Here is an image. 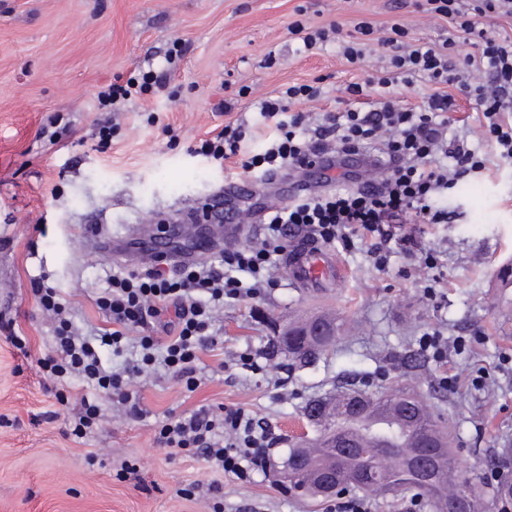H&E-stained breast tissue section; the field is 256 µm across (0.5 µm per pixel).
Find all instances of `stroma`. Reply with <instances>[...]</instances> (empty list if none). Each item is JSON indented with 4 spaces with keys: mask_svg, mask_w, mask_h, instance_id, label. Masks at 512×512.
Listing matches in <instances>:
<instances>
[{
    "mask_svg": "<svg viewBox=\"0 0 512 512\" xmlns=\"http://www.w3.org/2000/svg\"><path fill=\"white\" fill-rule=\"evenodd\" d=\"M391 0H0V318L27 336L18 350L0 330V512H327L328 502L289 490L281 463L295 437H316L305 404L353 384L378 394L407 390L445 419L454 459L474 476L470 493L484 512H504L492 472L512 448V284L498 269L512 263V166L488 167L448 191L447 223L426 227L424 243L439 258L435 298L402 254L372 269L364 252L335 246L348 275L322 292L277 287L224 305V334L199 354L200 384L188 390L158 367L139 387L138 416L113 409L106 391L76 379L58 403L40 370L54 336L41 319L35 288L60 294L77 324L104 326L94 305L112 269L149 261L159 216L181 218L237 179L198 147L223 124L217 104L248 119V154L275 137L253 107L285 84L324 88L295 112H338L342 89L368 69L348 63L335 45L308 50L290 25L336 21L355 34L371 23L376 36L403 26L406 41L438 43L449 24L424 17L422 0L395 10ZM177 63L164 95L135 97L115 116L112 141L98 146L92 128L103 115L98 95L114 78ZM69 128L57 143L39 137L48 116ZM112 231L113 252L88 251L83 228ZM327 309L343 331L333 349L306 366L278 344L288 325ZM448 344L440 362L421 338ZM256 367L239 364L241 355ZM282 365L280 377L260 368ZM233 367L220 371L219 365ZM456 383L444 387L443 377ZM105 418L83 438L68 435L83 401ZM248 410L276 439L267 474L236 480L189 450L159 447L167 418L198 409Z\"/></svg>",
    "mask_w": 512,
    "mask_h": 512,
    "instance_id": "35a3bbf8",
    "label": "stroma"
}]
</instances>
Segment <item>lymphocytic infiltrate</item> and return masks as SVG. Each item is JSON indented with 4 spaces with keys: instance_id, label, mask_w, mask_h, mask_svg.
Listing matches in <instances>:
<instances>
[{
    "instance_id": "1",
    "label": "lymphocytic infiltrate",
    "mask_w": 512,
    "mask_h": 512,
    "mask_svg": "<svg viewBox=\"0 0 512 512\" xmlns=\"http://www.w3.org/2000/svg\"><path fill=\"white\" fill-rule=\"evenodd\" d=\"M425 2L426 13L447 19V37L439 45L381 38L388 53L380 58V70L344 89L353 101L351 107L321 115L288 113L287 101H315L324 95L319 86L290 85L277 97L257 101L260 116L274 122L278 131L263 154L243 153L250 128L241 117L228 119L221 130L202 140L200 152L220 162L238 163L243 172L261 180L287 170L319 168L321 188L303 185L285 205L266 209L265 239L225 247L215 262L159 255L149 264L108 276L95 299L108 325L93 335L70 319L55 289H37L38 305L56 340L53 355L40 362L47 376H79L108 390L113 404L126 415H137L134 386L153 363L151 351L161 334L167 338L164 365L185 379L187 388H194V364L222 333L218 322L225 301L277 287L280 258L294 235L303 243L324 247L360 242L379 270L386 268L397 248L416 258L415 276L428 279L436 257L422 247L412 225L447 223L448 208L441 200L459 179L482 172L490 161L512 165V36L482 25L486 18L512 21V0ZM293 31L308 49L338 41L341 55L352 64H366L372 56L367 37L374 29L366 22L359 26L356 40L343 39L336 22L316 29L297 23ZM461 38L471 41L476 52L457 63L452 53ZM173 71L169 65L110 84L100 101L107 115L95 124L98 138L111 137L112 113L135 94L165 90ZM417 78L426 79L432 88L421 104L410 105L393 95L394 84L409 85ZM373 92L378 99L371 108H355V101ZM459 94L475 104L481 117L469 135L452 138L448 130ZM483 139L496 146L493 160L479 156L472 146ZM359 155L370 159L368 169L333 176L341 158ZM339 178L356 182V189L329 191V184ZM144 327L153 333L140 339L142 358L113 370L107 354H121L131 330ZM157 442L164 448L192 449L212 467L243 480L267 471L274 439L256 428L242 408L229 407L218 414L190 412L170 418L160 426Z\"/></svg>"
}]
</instances>
